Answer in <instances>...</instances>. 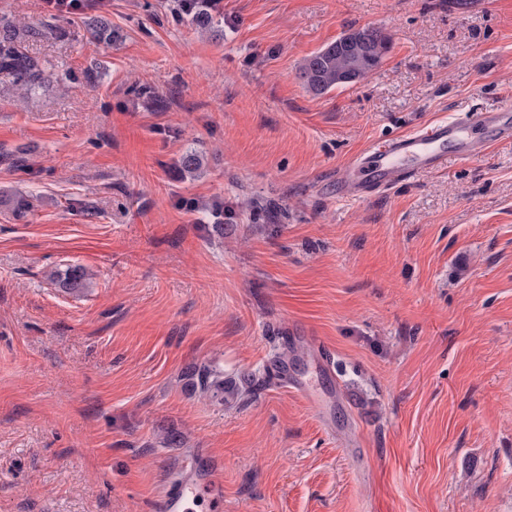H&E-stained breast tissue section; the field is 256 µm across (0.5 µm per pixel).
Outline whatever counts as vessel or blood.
<instances>
[{"instance_id":"vessel-or-blood-1","label":"vessel or blood","mask_w":512,"mask_h":512,"mask_svg":"<svg viewBox=\"0 0 512 512\" xmlns=\"http://www.w3.org/2000/svg\"><path fill=\"white\" fill-rule=\"evenodd\" d=\"M510 139V102L493 112H468L434 121L381 139L339 168L336 195L363 200L386 192L415 174L441 168L449 156L470 159L485 152L493 142ZM186 468L188 477L158 500L156 512H189L191 504L206 496L222 501L221 461L196 456Z\"/></svg>"}]
</instances>
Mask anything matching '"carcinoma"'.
Segmentation results:
<instances>
[{
  "mask_svg": "<svg viewBox=\"0 0 512 512\" xmlns=\"http://www.w3.org/2000/svg\"><path fill=\"white\" fill-rule=\"evenodd\" d=\"M178 11L192 27L202 32H213L219 26V20L212 14L207 0H178ZM359 32L373 45L374 51L369 56L358 58L342 50L335 40L303 59L299 74L310 70L317 72L318 85L304 83L311 93L323 95L345 85L343 79L355 67L360 68L365 77L381 64L391 47L389 35L383 29L372 26L362 27ZM0 79L8 80L25 98L44 81L39 62L20 50L18 31L6 19L0 20ZM204 163V156L192 148L179 158L181 172L190 177L201 175ZM0 204L8 207L18 220L26 218L33 208L31 196L6 190L0 191ZM54 279L65 290L79 293L88 288L90 274L84 267L74 265L55 272ZM182 377L187 391L198 392L219 405L224 404V396L237 394L239 385H248L252 381L248 374L241 375L237 382L226 381L223 371L207 365L191 366L183 372Z\"/></svg>",
  "mask_w": 512,
  "mask_h": 512,
  "instance_id": "1",
  "label": "carcinoma"
}]
</instances>
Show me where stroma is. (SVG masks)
Wrapping results in <instances>:
<instances>
[{"label":"stroma","mask_w":512,"mask_h":512,"mask_svg":"<svg viewBox=\"0 0 512 512\" xmlns=\"http://www.w3.org/2000/svg\"><path fill=\"white\" fill-rule=\"evenodd\" d=\"M175 5L0 0L49 78L0 90V189L34 205L0 207V512H154L201 453L224 512H512V141L333 185L512 99V0H217L218 36ZM364 26L380 66L309 92L303 59ZM71 265L84 294L51 279ZM283 352L324 414L266 378ZM193 364L256 383L217 405ZM511 112L512 103L507 102L493 112H467L381 139L339 168L336 196L367 199L415 174L441 168L448 154L476 157L493 142L512 138ZM30 195L6 190L0 191V204L8 207L14 218L22 220L32 211L33 203Z\"/></svg>","instance_id":"1"}]
</instances>
